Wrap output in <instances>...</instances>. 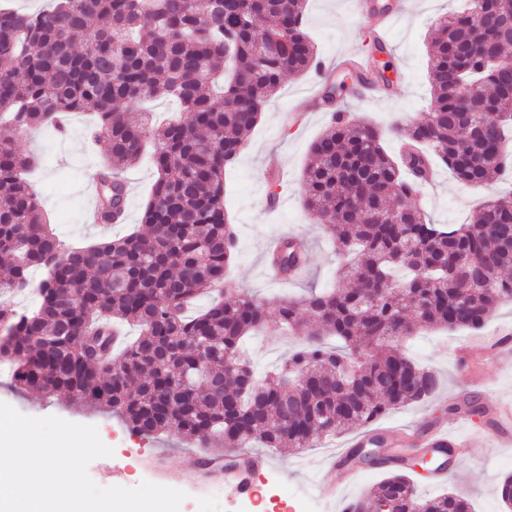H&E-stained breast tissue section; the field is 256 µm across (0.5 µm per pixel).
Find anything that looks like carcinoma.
<instances>
[{"label": "carcinoma", "mask_w": 512, "mask_h": 512, "mask_svg": "<svg viewBox=\"0 0 512 512\" xmlns=\"http://www.w3.org/2000/svg\"><path fill=\"white\" fill-rule=\"evenodd\" d=\"M306 0H50L46 9L0 5V295L37 294L27 309L0 303V360L22 389L64 392L119 414L145 436L174 434L198 448L296 449L366 428L391 409L438 387L433 371L401 352L421 327L478 331L512 301V192L481 203L469 224H434L415 204L432 172L446 167L462 185L512 172V3L468 0L435 21L428 43L430 111L396 128L397 153L383 133L340 112L309 150L304 205L325 225L351 288L312 291L279 303L277 320L242 292L224 303L235 234L224 206V172L268 98L287 74L322 71L304 28ZM269 34L287 56H267ZM86 41L75 47L77 37ZM387 50L372 43L374 82L390 88ZM353 66L327 83L326 102ZM496 116L476 127L459 88ZM175 100L185 119L151 128L146 98ZM89 110L93 138L108 145L98 197L124 219L122 173L146 142L157 172L132 232L81 248L64 247L26 177L35 158L15 141L61 113ZM393 213L397 224L381 219ZM306 265L291 237L279 239L268 269L286 278ZM43 278L34 281L31 272ZM221 298L194 317L202 294ZM139 336L114 353V330ZM295 336L299 346L258 380L241 342L259 332ZM426 453L391 459L388 474L348 512H472L448 492L415 495L408 472Z\"/></svg>", "instance_id": "cac0c4a2"}]
</instances>
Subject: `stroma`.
<instances>
[{
  "label": "stroma",
  "instance_id": "obj_1",
  "mask_svg": "<svg viewBox=\"0 0 512 512\" xmlns=\"http://www.w3.org/2000/svg\"><path fill=\"white\" fill-rule=\"evenodd\" d=\"M350 0H307L306 26L324 61L344 55L367 56L359 20L349 7ZM456 0H411L407 15L389 36L388 75L392 81L389 95L362 98L356 94L341 97L343 110L350 119L368 122L384 134L388 152L398 149L392 131L420 122L430 100L429 57L426 36L434 21L455 8ZM319 82L311 75H288L277 92L265 104L264 118L249 134L239 159L224 175L225 200L236 229L237 257L230 270L234 286L249 292L262 302L268 316H276L278 302L308 288L335 286L338 260L333 243L323 224L318 223L303 205L302 174L311 144L328 124V112L319 109L299 126L287 127L281 115L288 109H304L305 97ZM72 132L59 136L53 128L35 129L19 142L20 151L33 155L50 154L53 165L34 170L36 185L49 222L59 238L69 246L112 239L137 228L156 173L150 161H142L126 174L128 183V219L126 223L103 229L92 220L97 203L88 189L107 150L105 142L94 149L84 147L88 118L76 113L71 117ZM277 160L282 189L276 203L267 198V170ZM499 184L470 188L458 183L448 171H441L435 185L423 187L417 206L423 207L436 224H464L477 206L498 196ZM301 239L306 244L308 263L301 278L276 283L266 274L271 246L283 236ZM512 327V302L500 306L477 332L465 329L428 328L407 338L403 353L434 370L441 381L438 392L429 400L402 406L385 414L382 424L426 429L445 427L457 437L470 440L472 451L457 458L452 473L442 488L419 489L420 497L451 491L468 498L475 512H504L498 496L501 479L512 473V447H499L486 415L468 411L449 412L451 394L472 392L480 406L494 401L512 403V361H485L476 387H469L468 373L456 357V347L468 343L481 350L484 341L505 327ZM0 402L20 413L33 416H57L65 420L96 426L101 440L114 454L90 462L89 477L101 487L133 488L149 481L182 490L186 494L180 512H249L251 498H227L217 482L198 475L194 446L174 435L143 436L129 429L115 414L77 404L66 395H41L15 385L12 374L0 375ZM353 433L333 437L331 442H316L297 451L288 448L267 449L271 467L254 479L256 489L266 496L265 512H297L296 500H310V512H341L342 505L324 499L317 491L321 482L332 480V456L345 448Z\"/></svg>",
  "mask_w": 512,
  "mask_h": 512
}]
</instances>
